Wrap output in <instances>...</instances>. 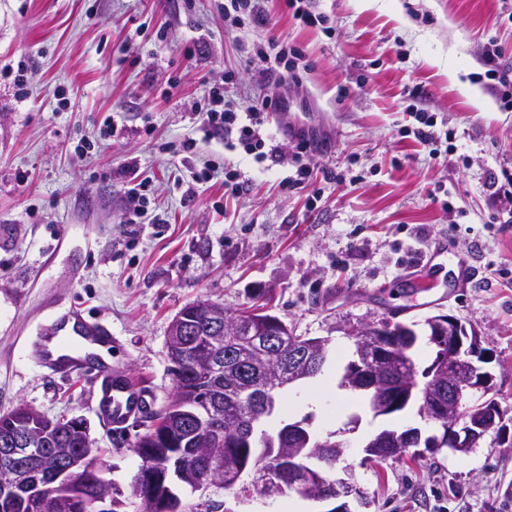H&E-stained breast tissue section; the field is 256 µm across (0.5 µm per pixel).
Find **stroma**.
Returning <instances> with one entry per match:
<instances>
[{"instance_id":"obj_1","label":"stroma","mask_w":512,"mask_h":512,"mask_svg":"<svg viewBox=\"0 0 512 512\" xmlns=\"http://www.w3.org/2000/svg\"><path fill=\"white\" fill-rule=\"evenodd\" d=\"M224 0H0V413L24 404L84 422L112 484L117 512H141L130 485L139 458L129 423L112 443L95 412L87 374L39 367L36 346L57 317L76 310L111 328L112 366L153 393L174 392L168 333L197 301L230 311L271 298L296 335L329 339L324 372L290 391L320 437L344 432L345 463L367 512H512V447L483 439L468 454L442 448L366 460L384 429L425 428L418 404L373 417L340 380L353 328L386 319L454 316L486 340L493 395L512 414V223L495 178L512 173V105L493 92L482 48L498 38L512 58V9L504 0H310L322 25L295 20L283 0H263V23L228 29ZM276 37L308 67L282 94L306 117L321 149L305 162L304 187L282 191L296 171L293 139L269 122L276 158L256 162L210 136L197 107L211 87L246 109L269 94L254 42ZM26 60L25 88L2 77ZM450 131L446 159L403 137L411 100ZM236 168L246 191L231 195L207 164ZM25 181H17V173ZM150 186L146 213L130 223L125 191ZM448 243L446 287L415 293L425 255ZM182 508L304 512L327 505L295 491L243 502L236 490H183Z\"/></svg>"}]
</instances>
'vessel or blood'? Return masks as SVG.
Returning <instances> with one entry per match:
<instances>
[{"label": "vessel or blood", "instance_id": "vessel-or-blood-1", "mask_svg": "<svg viewBox=\"0 0 512 512\" xmlns=\"http://www.w3.org/2000/svg\"><path fill=\"white\" fill-rule=\"evenodd\" d=\"M111 341L107 327H88L79 315L71 314L58 321L55 333L39 349L36 362L62 374L76 368L89 372L97 384L98 414L106 426L119 429L148 406L151 396L133 385L119 384L111 362L93 352V345Z\"/></svg>", "mask_w": 512, "mask_h": 512}]
</instances>
